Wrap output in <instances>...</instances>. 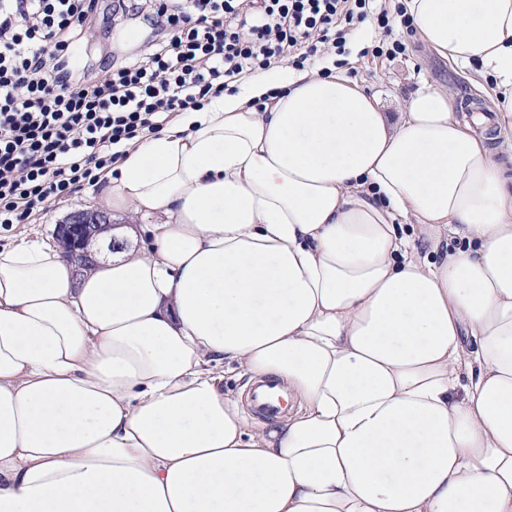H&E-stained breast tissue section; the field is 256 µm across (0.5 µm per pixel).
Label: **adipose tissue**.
Instances as JSON below:
<instances>
[{
  "instance_id": "1",
  "label": "adipose tissue",
  "mask_w": 512,
  "mask_h": 512,
  "mask_svg": "<svg viewBox=\"0 0 512 512\" xmlns=\"http://www.w3.org/2000/svg\"><path fill=\"white\" fill-rule=\"evenodd\" d=\"M405 6L492 114L262 71L109 173L147 245L0 249V512H512V0ZM232 363L297 410L250 428Z\"/></svg>"
}]
</instances>
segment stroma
Wrapping results in <instances>:
<instances>
[{"label": "stroma", "mask_w": 512, "mask_h": 512, "mask_svg": "<svg viewBox=\"0 0 512 512\" xmlns=\"http://www.w3.org/2000/svg\"><path fill=\"white\" fill-rule=\"evenodd\" d=\"M99 14L108 15L110 29L100 35L97 49L102 53H121L147 42L152 37L148 25L129 19L112 17V0H99ZM393 36L406 46L404 55L394 59L374 57L373 49L383 36L373 21H366L361 35L349 45L343 73L370 94L376 95L387 111L405 106L410 96L424 84L448 88L457 98L459 111L471 112L473 105L488 102L486 93L471 82L467 72L455 68L426 46L413 32L394 24ZM106 186L105 180L87 185L75 192L51 199L45 209L20 224L0 225V248L23 242H50L57 224L77 211L95 207Z\"/></svg>", "instance_id": "1"}]
</instances>
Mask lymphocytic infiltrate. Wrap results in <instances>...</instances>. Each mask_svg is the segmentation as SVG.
Segmentation results:
<instances>
[{
  "mask_svg": "<svg viewBox=\"0 0 512 512\" xmlns=\"http://www.w3.org/2000/svg\"><path fill=\"white\" fill-rule=\"evenodd\" d=\"M99 0H0V224H18L51 197L93 184L143 138L197 110L242 74L313 65L360 24H408L373 0H112L167 37L119 64H78Z\"/></svg>",
  "mask_w": 512,
  "mask_h": 512,
  "instance_id": "lymphocytic-infiltrate-1",
  "label": "lymphocytic infiltrate"
}]
</instances>
